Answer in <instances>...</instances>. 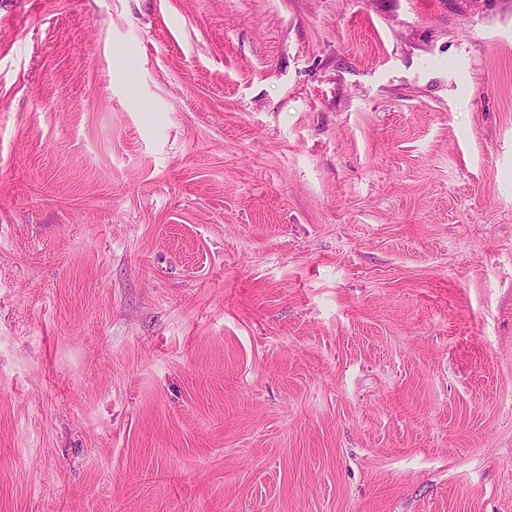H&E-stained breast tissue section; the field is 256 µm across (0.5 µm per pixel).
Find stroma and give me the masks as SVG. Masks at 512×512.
Returning <instances> with one entry per match:
<instances>
[{
    "instance_id": "1",
    "label": "stroma",
    "mask_w": 512,
    "mask_h": 512,
    "mask_svg": "<svg viewBox=\"0 0 512 512\" xmlns=\"http://www.w3.org/2000/svg\"><path fill=\"white\" fill-rule=\"evenodd\" d=\"M0 512H512V0H0Z\"/></svg>"
}]
</instances>
